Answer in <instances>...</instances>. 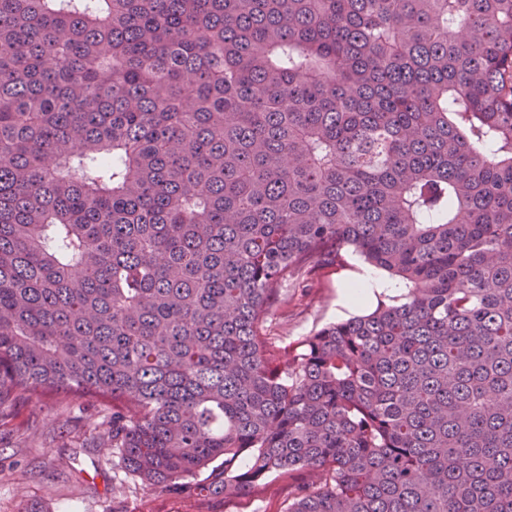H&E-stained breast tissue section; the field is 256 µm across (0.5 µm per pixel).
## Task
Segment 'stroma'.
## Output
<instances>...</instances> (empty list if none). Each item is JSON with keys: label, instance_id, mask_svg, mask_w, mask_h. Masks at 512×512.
<instances>
[{"label": "stroma", "instance_id": "1", "mask_svg": "<svg viewBox=\"0 0 512 512\" xmlns=\"http://www.w3.org/2000/svg\"><path fill=\"white\" fill-rule=\"evenodd\" d=\"M370 270L350 251L341 265L283 289L267 335L293 344L353 317L345 289ZM111 426V408L63 391L31 397L1 416L0 512H285L292 488L285 476L218 503L146 489L118 454L100 446L99 434Z\"/></svg>", "mask_w": 512, "mask_h": 512}]
</instances>
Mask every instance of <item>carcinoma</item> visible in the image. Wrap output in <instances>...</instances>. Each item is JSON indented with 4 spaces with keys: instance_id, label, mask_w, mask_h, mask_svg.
I'll list each match as a JSON object with an SVG mask.
<instances>
[{
    "instance_id": "carcinoma-1",
    "label": "carcinoma",
    "mask_w": 512,
    "mask_h": 512,
    "mask_svg": "<svg viewBox=\"0 0 512 512\" xmlns=\"http://www.w3.org/2000/svg\"><path fill=\"white\" fill-rule=\"evenodd\" d=\"M353 250L406 292L273 345ZM155 492L512 512V0H0V413Z\"/></svg>"
}]
</instances>
